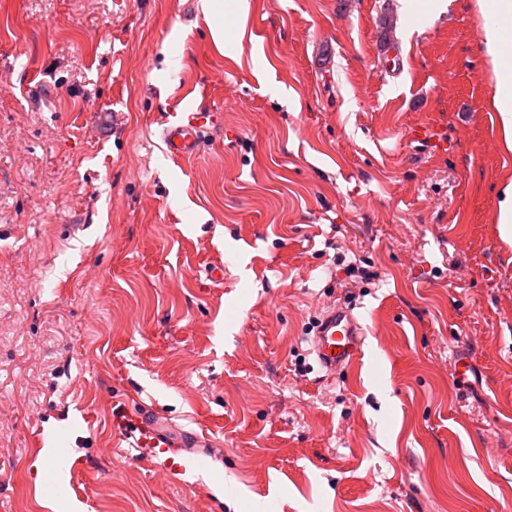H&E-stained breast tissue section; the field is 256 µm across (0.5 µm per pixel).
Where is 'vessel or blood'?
Instances as JSON below:
<instances>
[{
	"label": "vessel or blood",
	"mask_w": 512,
	"mask_h": 512,
	"mask_svg": "<svg viewBox=\"0 0 512 512\" xmlns=\"http://www.w3.org/2000/svg\"><path fill=\"white\" fill-rule=\"evenodd\" d=\"M201 123L197 113L187 112L169 121L163 131L166 153L173 159H191L200 146ZM365 330L352 308L338 302L325 307L318 318L311 339V352L325 378L353 368L364 354ZM119 429L137 432L136 445L149 449L152 458L175 475L188 476L202 467L199 458L184 454V447H204L210 444L208 435H193L191 440L171 437L162 429L156 417L145 413L117 420Z\"/></svg>",
	"instance_id": "obj_1"
}]
</instances>
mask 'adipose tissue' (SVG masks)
Instances as JSON below:
<instances>
[{
    "label": "adipose tissue",
    "instance_id": "obj_1",
    "mask_svg": "<svg viewBox=\"0 0 512 512\" xmlns=\"http://www.w3.org/2000/svg\"><path fill=\"white\" fill-rule=\"evenodd\" d=\"M476 6L492 19L485 43L497 82L493 105L501 115L506 146L512 150V69L501 65L502 59L512 54V40L506 37L512 28V0H477Z\"/></svg>",
    "mask_w": 512,
    "mask_h": 512
}]
</instances>
